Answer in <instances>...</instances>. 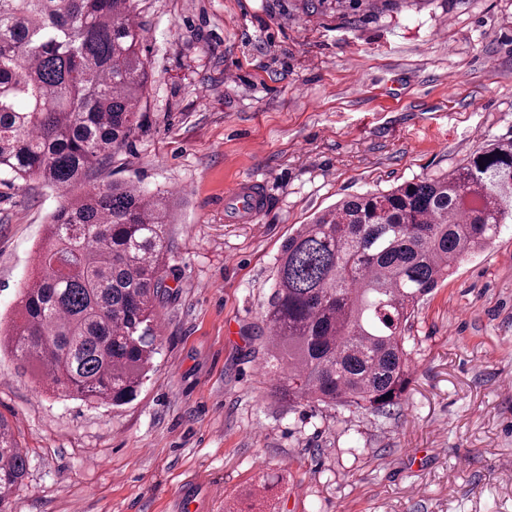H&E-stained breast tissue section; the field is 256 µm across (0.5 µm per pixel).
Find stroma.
Returning <instances> with one entry per match:
<instances>
[{"label":"stroma","mask_w":512,"mask_h":512,"mask_svg":"<svg viewBox=\"0 0 512 512\" xmlns=\"http://www.w3.org/2000/svg\"><path fill=\"white\" fill-rule=\"evenodd\" d=\"M137 4L153 82L90 181L169 200L159 351L121 406L43 392L0 352L28 459L12 512H512V224L420 304L390 415L278 399L262 322L300 225L512 140V0ZM248 177L266 208L225 222ZM64 201L0 174L2 330Z\"/></svg>","instance_id":"stroma-1"}]
</instances>
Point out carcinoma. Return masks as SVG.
Instances as JSON below:
<instances>
[{
  "label": "carcinoma",
  "mask_w": 512,
  "mask_h": 512,
  "mask_svg": "<svg viewBox=\"0 0 512 512\" xmlns=\"http://www.w3.org/2000/svg\"><path fill=\"white\" fill-rule=\"evenodd\" d=\"M135 10V0H0V172L66 192L130 138L150 77ZM169 223L164 194L119 183L53 214L3 339L42 386L114 406L136 397L170 294ZM505 224L512 141L446 173L341 199L301 225L263 313L280 398L378 415L400 405L411 317ZM25 470L0 422V507Z\"/></svg>",
  "instance_id": "1"
}]
</instances>
